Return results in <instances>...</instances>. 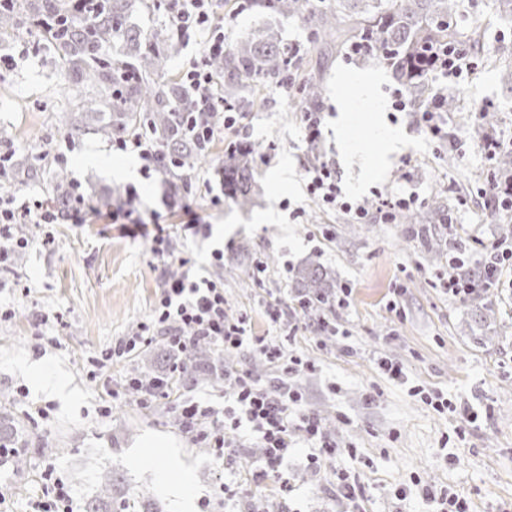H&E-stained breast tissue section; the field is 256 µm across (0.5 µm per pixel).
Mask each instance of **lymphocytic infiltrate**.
Instances as JSON below:
<instances>
[{"label":"lymphocytic infiltrate","instance_id":"obj_1","mask_svg":"<svg viewBox=\"0 0 512 512\" xmlns=\"http://www.w3.org/2000/svg\"><path fill=\"white\" fill-rule=\"evenodd\" d=\"M215 6L216 0H167L165 10L170 27L177 32L200 31L207 35L200 57L183 75L186 89L197 99V108L186 122L190 138L197 142L211 139L217 127L229 128L236 122L234 109L225 105L224 95L209 68L210 58L224 51V33L214 24ZM306 178L309 194L325 206L353 213L359 220L367 216L364 204L344 199L336 170L329 162L321 161L308 167ZM138 201L136 190L126 189L123 201L110 215L112 222L131 227L133 233L150 238L152 252L157 257L167 258L166 237L160 232H149L137 207ZM57 221L55 211L38 199L1 197L0 264L8 265L15 252L34 245L31 239L14 236L11 232L13 225L54 224ZM179 264L180 274L164 276L150 319L139 324L133 334L118 338L101 357L91 359L95 372H104L113 363L130 359L141 346L150 344L158 335L164 336L168 345L178 351L201 340L213 344L221 352L249 345L270 363L284 366L286 373L310 369V362L297 355H285L278 344L249 336L244 319L229 317L223 284L202 274L188 258H180ZM224 378L233 387L234 406L225 408L220 414L195 401H186L180 406V424L195 440L207 443L220 453L228 446L227 430L249 423L265 450L266 467L274 472L284 467L288 450L297 440L308 445L312 462L334 454L335 448L320 420L302 410V395L288 381H281L277 391L273 392L247 372L228 369Z\"/></svg>","mask_w":512,"mask_h":512}]
</instances>
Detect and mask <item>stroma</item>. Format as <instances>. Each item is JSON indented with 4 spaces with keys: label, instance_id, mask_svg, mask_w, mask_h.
I'll return each mask as SVG.
<instances>
[{
    "label": "stroma",
    "instance_id": "stroma-1",
    "mask_svg": "<svg viewBox=\"0 0 512 512\" xmlns=\"http://www.w3.org/2000/svg\"><path fill=\"white\" fill-rule=\"evenodd\" d=\"M217 15L228 45L258 27L277 30L304 56L303 73L322 86L317 151L308 148L291 89L281 85L267 89L264 107L237 113L226 130L259 151L261 194L248 210L219 185L223 144L179 193L168 179H144L136 154L113 150L97 132L100 114H90L86 134L72 138L68 114L87 108L97 91L34 31L24 30L0 63V156L39 172L13 194L46 198L54 170L63 167L93 208L83 224L30 225L29 237H50L49 247L20 251L14 273L0 272V388L14 392L15 411L32 434L27 470L0 466L7 491L0 512H34L55 477L71 486L74 512H86L107 476L113 502L136 504L139 512H435L421 496L425 486L465 498L470 512H512V287L460 296L445 288L450 257L478 267L483 245L512 239V211L484 205L480 191L494 167L476 150L485 111L496 116L492 133L512 131V89L475 57L473 70L448 87L460 100L454 148L427 140L418 113L393 110L399 83L389 69L310 53L301 19L259 13L247 0H218ZM456 26L465 35L482 31L487 54L512 65V22L498 16L493 0H461ZM317 157L335 167L351 201L413 192L422 210L438 194L453 222L433 219L423 236L417 225L375 211L361 223L328 208L305 188L304 166ZM131 185L144 219L180 223L186 202L210 224L207 238L172 235L170 253L206 264L223 248L214 276L224 283L229 316L247 318L252 334L314 364L289 382L335 442V456L315 465L308 448L294 447L278 475L246 430L227 432L230 447L221 457L191 439L176 420L179 402L219 410L232 389L187 377L170 396L141 404L130 378L162 375L178 362L160 338L113 365L110 376L91 377L90 359L147 321L162 285L164 266L149 244L104 219ZM267 254L276 256V269L257 272ZM310 264L331 273L335 299L306 312L295 274ZM21 283L28 294L18 291ZM276 305L285 313L275 323L266 310ZM384 359L402 365L404 377L384 374ZM35 361L66 378L72 401L34 388L23 367ZM224 362L271 389L282 375L249 347L226 352ZM110 389L118 393L111 401ZM426 392L442 395L452 410L436 411L423 400ZM148 435L164 445L153 449L151 462L136 463ZM47 437L56 453L40 452ZM170 469L190 474L191 505L162 486ZM340 472L360 490L356 501L340 494Z\"/></svg>",
    "mask_w": 512,
    "mask_h": 512
}]
</instances>
